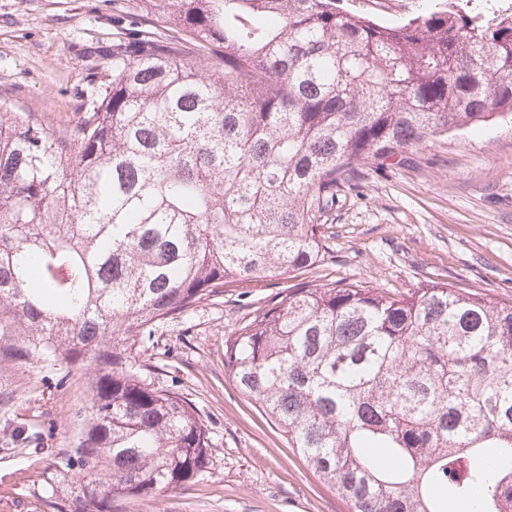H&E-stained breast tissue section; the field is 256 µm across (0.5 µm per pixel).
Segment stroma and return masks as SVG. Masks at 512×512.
<instances>
[{
    "label": "stroma",
    "instance_id": "stroma-1",
    "mask_svg": "<svg viewBox=\"0 0 512 512\" xmlns=\"http://www.w3.org/2000/svg\"><path fill=\"white\" fill-rule=\"evenodd\" d=\"M397 22L439 0H344ZM162 25L142 0H0V103L74 122L93 69L89 48L112 43V14ZM324 254L296 278L229 287L157 324L124 357L151 386L181 394L211 440L207 472L112 512H350L345 500L289 448L276 425L224 369V341L295 285L358 283L405 293L444 282L512 300V119L455 130L363 168L322 227ZM89 365L67 372L39 364L0 368V512H52L44 469L73 447L84 422Z\"/></svg>",
    "mask_w": 512,
    "mask_h": 512
}]
</instances>
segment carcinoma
Listing matches in <instances>:
<instances>
[{"instance_id": "cac0c4a2", "label": "carcinoma", "mask_w": 512, "mask_h": 512, "mask_svg": "<svg viewBox=\"0 0 512 512\" xmlns=\"http://www.w3.org/2000/svg\"><path fill=\"white\" fill-rule=\"evenodd\" d=\"M69 125L0 113V365L97 367L55 512L207 471L191 403L120 346L224 288L317 265L362 163L512 116V11L382 23L340 0H146ZM224 368L351 512H512V301L431 282L290 288ZM68 492L57 500L58 485Z\"/></svg>"}]
</instances>
